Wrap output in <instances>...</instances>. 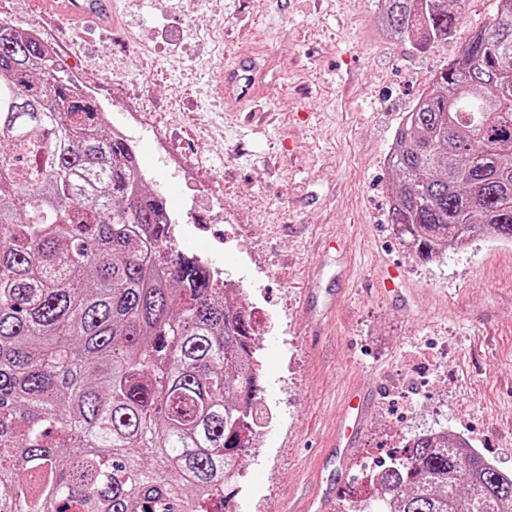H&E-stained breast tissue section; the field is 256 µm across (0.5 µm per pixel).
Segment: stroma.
<instances>
[{"mask_svg":"<svg viewBox=\"0 0 512 512\" xmlns=\"http://www.w3.org/2000/svg\"><path fill=\"white\" fill-rule=\"evenodd\" d=\"M121 3L110 28L62 23L37 0H0V18L51 31L62 75L84 77L188 226L176 249L256 306L259 395L278 417L241 460L253 492L234 512H302L322 471L338 479L329 512H374L368 477L408 437L409 403L512 475V241L420 260L390 222L387 164L403 114L499 0H464L453 35L424 47L385 38L380 0ZM244 56L267 75L233 105L221 73ZM428 353L430 389L413 368ZM354 389L369 416L341 462L328 442Z\"/></svg>","mask_w":512,"mask_h":512,"instance_id":"obj_1","label":"stroma"}]
</instances>
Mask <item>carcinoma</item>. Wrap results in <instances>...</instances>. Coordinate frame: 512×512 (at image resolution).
<instances>
[{"instance_id":"cac0c4a2","label":"carcinoma","mask_w":512,"mask_h":512,"mask_svg":"<svg viewBox=\"0 0 512 512\" xmlns=\"http://www.w3.org/2000/svg\"><path fill=\"white\" fill-rule=\"evenodd\" d=\"M446 40L464 0H382ZM389 211L430 260L512 241V0L404 115ZM96 100L0 19V512H224L257 398L251 316L174 247ZM378 512H505L512 475L448 436L387 467Z\"/></svg>"}]
</instances>
